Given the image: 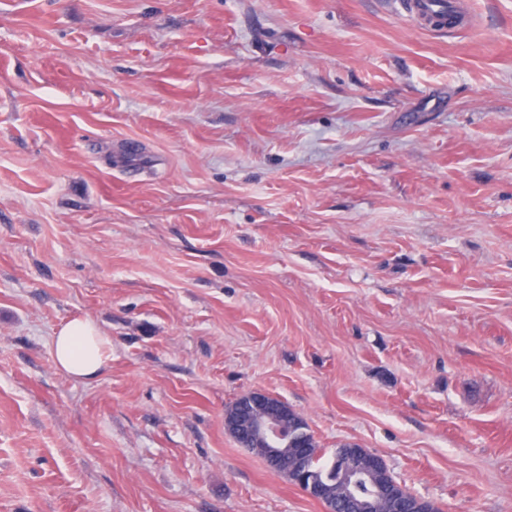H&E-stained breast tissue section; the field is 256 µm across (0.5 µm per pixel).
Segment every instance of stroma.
Segmentation results:
<instances>
[{"mask_svg": "<svg viewBox=\"0 0 512 512\" xmlns=\"http://www.w3.org/2000/svg\"><path fill=\"white\" fill-rule=\"evenodd\" d=\"M462 5L0 0V512H327L225 431L255 390L512 512V0ZM406 11L421 28L436 31H450L448 29V13L459 9V3L454 0H404ZM57 368L75 377L95 376L110 360L112 342L89 319H73L51 341Z\"/></svg>", "mask_w": 512, "mask_h": 512, "instance_id": "1", "label": "stroma"}]
</instances>
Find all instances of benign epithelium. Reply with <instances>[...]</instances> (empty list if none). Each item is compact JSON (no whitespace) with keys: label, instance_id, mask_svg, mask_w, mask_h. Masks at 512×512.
Listing matches in <instances>:
<instances>
[{"label":"benign epithelium","instance_id":"obj_1","mask_svg":"<svg viewBox=\"0 0 512 512\" xmlns=\"http://www.w3.org/2000/svg\"><path fill=\"white\" fill-rule=\"evenodd\" d=\"M248 406L224 417L225 430L234 437H243L249 441L262 440L265 447V462L269 469L276 471L282 462L283 449L272 447L267 437L278 438V444L293 448L294 457L302 458L309 452L310 445L298 438V420L293 410L282 400L263 391H252L247 397ZM379 499L354 500L353 512H379V502L395 495L390 485H378Z\"/></svg>","mask_w":512,"mask_h":512}]
</instances>
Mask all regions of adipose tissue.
<instances>
[{"label":"adipose tissue","mask_w":512,"mask_h":512,"mask_svg":"<svg viewBox=\"0 0 512 512\" xmlns=\"http://www.w3.org/2000/svg\"><path fill=\"white\" fill-rule=\"evenodd\" d=\"M51 353L59 370L75 377H92L110 360L112 343L91 320L76 318L53 336Z\"/></svg>","instance_id":"adipose-tissue-1"}]
</instances>
